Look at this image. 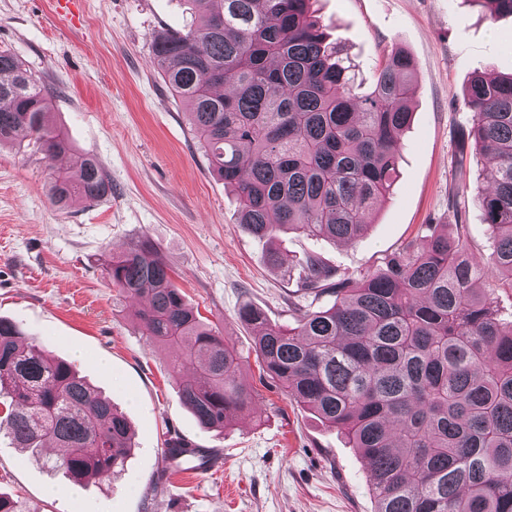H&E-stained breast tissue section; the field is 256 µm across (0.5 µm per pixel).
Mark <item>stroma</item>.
<instances>
[{
    "label": "stroma",
    "mask_w": 512,
    "mask_h": 512,
    "mask_svg": "<svg viewBox=\"0 0 512 512\" xmlns=\"http://www.w3.org/2000/svg\"><path fill=\"white\" fill-rule=\"evenodd\" d=\"M331 43L355 67L364 94L392 48L414 63L413 118L395 185L352 244L280 235L287 265L314 254L356 280L429 225L456 220L454 198L487 159L459 167L456 133L470 125L464 86L475 70L512 73V17L490 20L462 0H313ZM192 0H0V50L40 77L50 121L69 137L70 166L94 154L110 197L54 207L49 161L32 141L0 147V317L23 330L110 398L134 429L112 487L73 486L42 456L0 435V494L24 512H374L369 468L345 434L290 401L262 375L249 304L289 325L297 278L266 262L267 241L238 223L235 196L211 171L187 103L152 65L156 34L196 22ZM156 246L186 303L244 358L257 397L222 430L202 428L183 404L171 353L150 345L102 273L104 253L141 238ZM189 439L219 448L224 468L196 479L168 468L161 450Z\"/></svg>",
    "instance_id": "1"
}]
</instances>
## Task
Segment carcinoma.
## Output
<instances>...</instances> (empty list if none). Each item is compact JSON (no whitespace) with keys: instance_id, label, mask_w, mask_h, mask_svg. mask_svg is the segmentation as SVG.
<instances>
[{"instance_id":"obj_1","label":"carcinoma","mask_w":512,"mask_h":512,"mask_svg":"<svg viewBox=\"0 0 512 512\" xmlns=\"http://www.w3.org/2000/svg\"><path fill=\"white\" fill-rule=\"evenodd\" d=\"M200 23L154 38L153 64L190 105L211 170L236 197L239 224L275 241L295 230L354 243L398 174L400 138L412 119L413 62L392 52L359 96L311 0H194ZM490 18L512 0H467ZM473 112L461 132L493 160L475 203L493 242L490 264L468 258L467 225L432 230L356 281L334 278L316 258L300 264L303 289L333 303L302 310L296 326L270 323L242 306L260 370L288 398L343 429L370 468L375 512H512V321L494 296L512 292V74L476 71L465 92ZM39 81L0 52V147L21 136L53 164L48 195L64 210L112 195L96 158L77 169L64 133L50 124ZM103 272L144 303L142 335L175 351L174 368L195 365L179 393L198 423L223 429L247 410L237 349L189 307L146 237L112 252ZM0 433L38 452L74 482H112L132 449L127 419L71 366L0 318Z\"/></svg>"}]
</instances>
